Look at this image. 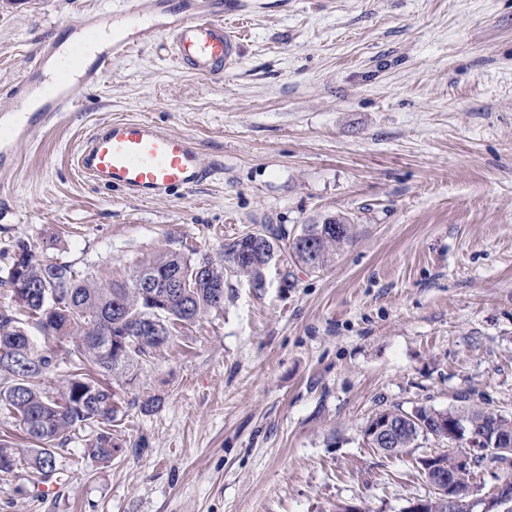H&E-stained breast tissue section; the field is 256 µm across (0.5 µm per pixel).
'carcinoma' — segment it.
Here are the masks:
<instances>
[{
	"label": "carcinoma",
	"mask_w": 512,
	"mask_h": 512,
	"mask_svg": "<svg viewBox=\"0 0 512 512\" xmlns=\"http://www.w3.org/2000/svg\"><path fill=\"white\" fill-rule=\"evenodd\" d=\"M300 234L313 242V253L300 248ZM353 234L354 225L341 219L303 224L298 234L283 224H262L225 245L218 261L206 254L188 258L170 252L140 267L130 281L108 285L45 257L33 242H18L0 288L12 293L17 284L29 296L25 303L0 307V372L11 379V385L0 389V412L19 422L33 447L20 448L1 437L0 473L20 467L47 476L63 468L59 450L87 426L95 428V436L86 443L85 455L105 464L112 461V450L119 447L112 423L122 413L113 385L130 384L137 367L169 347L178 328L218 309L212 288L224 282L225 274L261 288L274 264L286 282L297 265L311 270L326 266ZM144 276L154 278L156 287H138ZM147 319L159 327L157 335L136 332ZM32 327L47 337L71 338L72 347L38 345L30 335ZM66 360L72 372L62 388H47L45 378ZM460 399L461 404L448 409V419L458 417L479 432L512 437V419L467 394ZM384 417L399 425L398 447L418 446L421 430L406 410L395 407L375 414Z\"/></svg>",
	"instance_id": "carcinoma-1"
}]
</instances>
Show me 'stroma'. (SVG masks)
Returning <instances> with one entry per match:
<instances>
[{"label":"stroma","instance_id":"1","mask_svg":"<svg viewBox=\"0 0 512 512\" xmlns=\"http://www.w3.org/2000/svg\"><path fill=\"white\" fill-rule=\"evenodd\" d=\"M119 0H0V113L40 41ZM243 56L215 79L161 36L117 61L0 188V272L25 240L99 281L258 224L345 217L326 267L228 275L203 316L118 389L111 463L64 448L54 489L0 473V512H401L432 490L418 457L363 441L379 410L456 406L512 418V0H246ZM146 119L224 170L142 202L82 179L74 146ZM158 398L153 411H141Z\"/></svg>","mask_w":512,"mask_h":512}]
</instances>
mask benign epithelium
I'll use <instances>...</instances> for the list:
<instances>
[{
    "label": "benign epithelium",
    "mask_w": 512,
    "mask_h": 512,
    "mask_svg": "<svg viewBox=\"0 0 512 512\" xmlns=\"http://www.w3.org/2000/svg\"><path fill=\"white\" fill-rule=\"evenodd\" d=\"M454 440L449 443L453 461L446 464L441 461V453L433 452L417 458L418 471L429 481L435 494L425 498L409 501L403 512H432L438 505L443 512H474L478 506L487 512L508 505L509 492L503 485H496L487 492H482V486L471 484L470 488L460 490L459 478L464 473H472L485 460L494 457L512 461V443L507 438L496 439L493 444L482 436L472 434L459 424L451 426ZM368 443L384 444L382 452L388 456L400 455L401 449L392 448L394 424L384 418L373 425L366 435Z\"/></svg>",
    "instance_id": "obj_1"
}]
</instances>
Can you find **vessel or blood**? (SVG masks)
<instances>
[{
	"label": "vessel or blood",
	"mask_w": 512,
	"mask_h": 512,
	"mask_svg": "<svg viewBox=\"0 0 512 512\" xmlns=\"http://www.w3.org/2000/svg\"><path fill=\"white\" fill-rule=\"evenodd\" d=\"M228 0H155L156 24L143 19L138 0L113 14L112 36L99 39V20L87 18L67 52L44 40L20 87L14 111L0 114V174L16 168L17 141H38L43 131L79 105L77 86H97L114 61L149 37L164 34L179 64L203 77L223 75L241 57L240 35L227 23ZM75 167L91 184L152 201L189 189L208 174L194 138L166 132L147 120H112L96 126L78 146Z\"/></svg>",
	"instance_id": "b4317fda"
}]
</instances>
